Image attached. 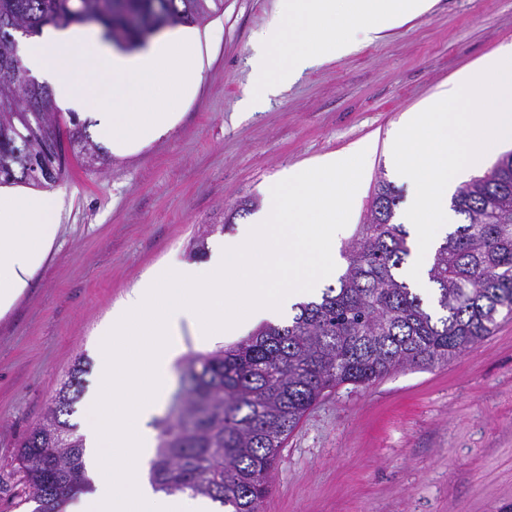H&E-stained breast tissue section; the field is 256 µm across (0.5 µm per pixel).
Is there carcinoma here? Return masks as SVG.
<instances>
[{
	"label": "carcinoma",
	"mask_w": 512,
	"mask_h": 512,
	"mask_svg": "<svg viewBox=\"0 0 512 512\" xmlns=\"http://www.w3.org/2000/svg\"><path fill=\"white\" fill-rule=\"evenodd\" d=\"M224 0H0V184L51 186L71 156L108 162L87 126L55 112L50 89L22 65L15 33L46 25L96 23L129 49L160 31L199 24ZM398 189L381 180L367 220L343 252L338 284L294 307L286 324L267 323L244 340L190 356L182 366L175 416L156 420L150 479L166 494L204 495L228 512H261L288 435L326 394L343 384L370 386L405 368H429L462 356L512 317V153L459 188L452 209L463 223L435 249L428 269L435 298L426 302L400 277L411 254L396 222ZM246 200L191 242L247 212ZM77 360L40 423L17 452L33 512H61L84 475L83 442L70 417L83 389Z\"/></svg>",
	"instance_id": "carcinoma-1"
}]
</instances>
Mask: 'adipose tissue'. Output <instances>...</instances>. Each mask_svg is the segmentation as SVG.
I'll return each mask as SVG.
<instances>
[{"mask_svg":"<svg viewBox=\"0 0 512 512\" xmlns=\"http://www.w3.org/2000/svg\"><path fill=\"white\" fill-rule=\"evenodd\" d=\"M436 0H278V16L251 57L245 105L260 109L309 67L334 61L357 39L375 41L429 13ZM23 63L57 104L81 111L112 152H135L171 131L177 102L203 78L197 32L174 27L128 51L98 28L72 23L25 38ZM332 153L289 169L270 186L264 208L235 234L216 238L206 260L159 265L113 308L100 332L95 389L81 419L89 488L65 512H218L204 496L153 491L144 466L152 422L168 396L184 332L208 346L241 337L319 296L335 278L337 242L351 222L363 175ZM59 192L0 186V315L29 287L56 244Z\"/></svg>","mask_w":512,"mask_h":512,"instance_id":"obj_1","label":"adipose tissue"}]
</instances>
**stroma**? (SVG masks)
Instances as JSON below:
<instances>
[{
    "instance_id": "35a3bbf8",
    "label": "stroma",
    "mask_w": 512,
    "mask_h": 512,
    "mask_svg": "<svg viewBox=\"0 0 512 512\" xmlns=\"http://www.w3.org/2000/svg\"><path fill=\"white\" fill-rule=\"evenodd\" d=\"M277 0H224L197 25L204 79L175 128L108 165L70 158L56 183L59 239L0 318V512H31L21 437L77 359L97 380L99 333L155 265L240 201L266 203L290 167L373 144L353 202L364 222L378 181L396 182L388 137L442 83L512 44V0H437L433 10L307 70L263 111H242L252 46ZM262 512H512V319L445 365L344 384L289 436Z\"/></svg>"
}]
</instances>
